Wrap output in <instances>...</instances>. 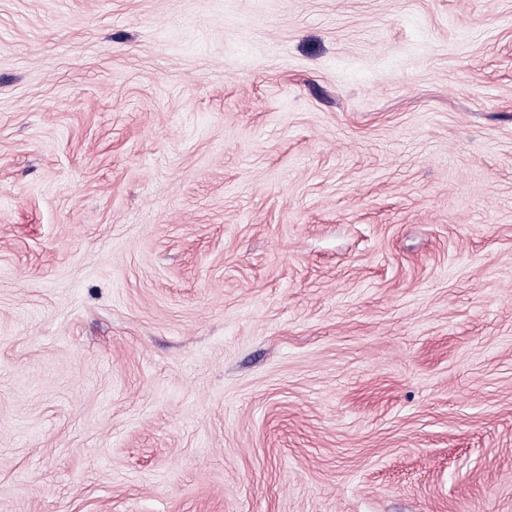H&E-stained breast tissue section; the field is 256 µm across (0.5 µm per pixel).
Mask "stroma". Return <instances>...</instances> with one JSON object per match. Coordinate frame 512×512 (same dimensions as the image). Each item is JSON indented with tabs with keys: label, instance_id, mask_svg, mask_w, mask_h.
<instances>
[{
	"label": "stroma",
	"instance_id": "stroma-1",
	"mask_svg": "<svg viewBox=\"0 0 512 512\" xmlns=\"http://www.w3.org/2000/svg\"><path fill=\"white\" fill-rule=\"evenodd\" d=\"M0 512H512V0H0Z\"/></svg>",
	"mask_w": 512,
	"mask_h": 512
}]
</instances>
